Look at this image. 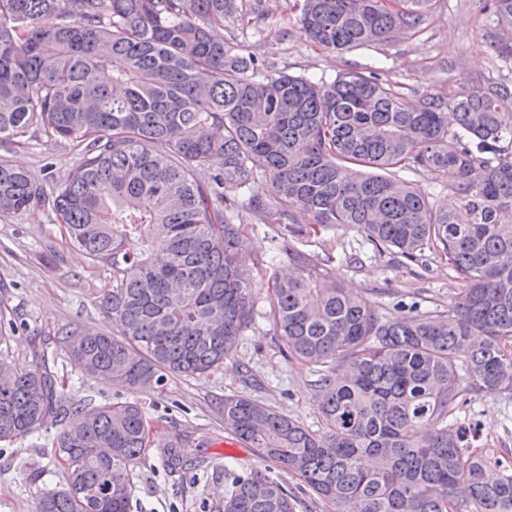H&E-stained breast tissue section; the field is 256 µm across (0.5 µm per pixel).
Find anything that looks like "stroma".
<instances>
[{"instance_id":"1","label":"stroma","mask_w":512,"mask_h":512,"mask_svg":"<svg viewBox=\"0 0 512 512\" xmlns=\"http://www.w3.org/2000/svg\"><path fill=\"white\" fill-rule=\"evenodd\" d=\"M301 4L262 0L264 15L258 22H225L223 36L236 39L245 53L274 72L330 80L348 68L376 69L404 92L447 99L490 78L512 79V58H502L492 48L493 43L512 40V35L497 27L486 0H433L417 28L389 43L343 53L306 40L298 23ZM77 160L76 151L63 144L29 137L0 143V161L29 171L49 189L62 183ZM240 222L244 264L256 293L254 322L220 369L176 378L163 389L142 393L152 450L135 470L130 512H218L234 476L254 466L295 493L296 512H330L297 477L282 473L224 429L228 395L271 405L310 428L320 426L313 399L316 375L289 358L266 315L269 278L274 271L288 269L287 260L272 266L264 255L271 238L279 236V227L248 213ZM295 245L327 259L337 283L367 296L388 318L404 315L405 305L414 300L425 310L448 311L461 292V283L434 254L419 263H404L399 255L365 245L360 230L351 224L297 239ZM0 282L6 287L5 314L20 325L11 347L19 363L32 361L31 337L52 338L76 326L106 333L113 329L111 315L97 301L98 293L110 285L108 271L67 242L49 208L0 218ZM56 369L65 382V399L103 405L128 396L125 388L81 375L68 362H58ZM461 417L477 426L481 447L496 457L512 458V399L479 394ZM57 430L51 422L25 440L0 443V512H34L42 489L65 486V468L51 446ZM184 440L198 448L205 463L199 469L169 472L162 450Z\"/></svg>"}]
</instances>
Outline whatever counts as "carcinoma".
I'll list each match as a JSON object with an SVG mask.
<instances>
[{"mask_svg": "<svg viewBox=\"0 0 512 512\" xmlns=\"http://www.w3.org/2000/svg\"><path fill=\"white\" fill-rule=\"evenodd\" d=\"M260 2L246 14L238 0H0V139L39 136L80 155L50 193L0 162V217L50 206L112 280L97 299L116 332L68 330L64 358L133 391L223 366L255 306L232 209L284 225L290 240L353 224L380 253L414 263L429 250L462 282L459 300L446 315L414 302L391 320L316 256L273 244L293 274L272 275L268 318L318 375L320 427L229 395L224 429L335 512H512V461L448 423L473 394L512 396V80L410 101L373 72L272 75L213 34L228 18H259ZM430 4L303 0L300 30L328 51L369 47L416 28ZM488 8L512 28V0ZM421 167L454 173L448 199L404 178ZM257 181L265 193L241 199ZM295 211L309 224H294ZM16 332L0 324V372L12 373L0 385V442L52 419L68 472L35 512H129L149 451L141 403L67 404L46 341L30 339L21 365L9 351ZM163 455L173 471L200 464L186 445ZM295 504L254 467L222 512Z\"/></svg>", "mask_w": 512, "mask_h": 512, "instance_id": "obj_1", "label": "carcinoma"}]
</instances>
